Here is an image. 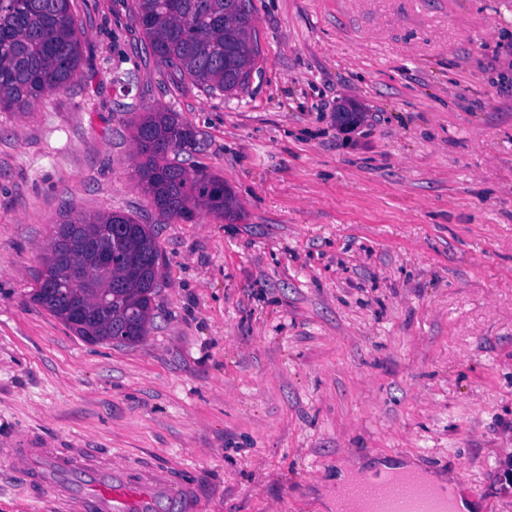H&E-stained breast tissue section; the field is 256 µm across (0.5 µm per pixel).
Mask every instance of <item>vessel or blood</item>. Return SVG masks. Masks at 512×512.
Here are the masks:
<instances>
[{
	"instance_id": "b4317fda",
	"label": "vessel or blood",
	"mask_w": 512,
	"mask_h": 512,
	"mask_svg": "<svg viewBox=\"0 0 512 512\" xmlns=\"http://www.w3.org/2000/svg\"><path fill=\"white\" fill-rule=\"evenodd\" d=\"M0 456L21 465L25 490L45 496L58 512H193V493L170 471L132 476L123 466L96 467L85 448H2ZM352 486L370 488L352 512H457L454 499L440 495L413 472L377 476L357 471Z\"/></svg>"
}]
</instances>
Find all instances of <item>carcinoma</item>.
Returning a JSON list of instances; mask_svg holds the SVG:
<instances>
[{"mask_svg":"<svg viewBox=\"0 0 512 512\" xmlns=\"http://www.w3.org/2000/svg\"><path fill=\"white\" fill-rule=\"evenodd\" d=\"M136 19L143 26L153 55L179 78H189L210 91L232 94L243 89L258 70L259 49L248 0H135ZM80 30L71 0H0V112L28 107L60 90L77 74ZM137 169L144 192L159 215L189 220L206 211L219 218L235 217L239 205L229 186L213 197L210 181L224 178L204 168L187 169L176 156L196 144L193 129L172 112L151 110L139 120L134 135ZM78 225L72 238L82 237L88 224L103 245L126 257L142 259L137 278L123 279L122 267L98 279L99 300L79 291L69 276L85 256L55 254L56 237L42 259L33 300L63 322L69 308L93 305L95 321L69 325L91 343L111 341L125 331L135 344L153 321V296L162 277L154 261L161 251L154 228L120 212L65 220Z\"/></svg>","mask_w":512,"mask_h":512,"instance_id":"carcinoma-1","label":"carcinoma"}]
</instances>
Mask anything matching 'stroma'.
Wrapping results in <instances>:
<instances>
[{"label": "stroma", "instance_id": "1", "mask_svg": "<svg viewBox=\"0 0 512 512\" xmlns=\"http://www.w3.org/2000/svg\"><path fill=\"white\" fill-rule=\"evenodd\" d=\"M77 75L0 112V448L174 469L198 512H336L380 461L460 477L494 512L512 457V0H250L259 71L173 78L133 0H72ZM358 129L340 132L339 105ZM176 112L187 168L241 211L164 220L134 122ZM153 225L162 278L134 345L84 341L31 295L54 224ZM0 457V512H53Z\"/></svg>", "mask_w": 512, "mask_h": 512}]
</instances>
